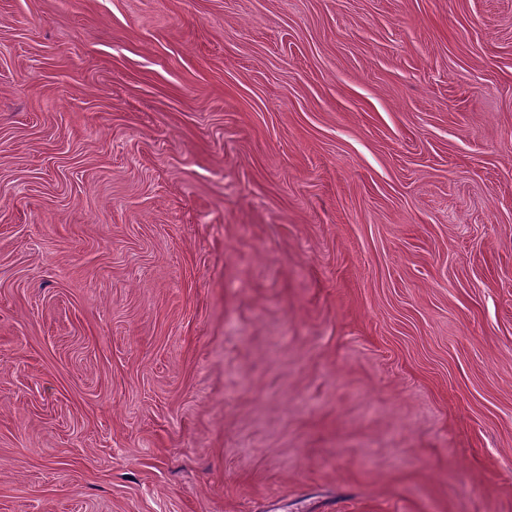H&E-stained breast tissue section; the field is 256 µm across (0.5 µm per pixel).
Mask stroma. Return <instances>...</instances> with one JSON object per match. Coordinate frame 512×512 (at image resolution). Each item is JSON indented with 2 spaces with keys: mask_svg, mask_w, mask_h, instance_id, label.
Listing matches in <instances>:
<instances>
[{
  "mask_svg": "<svg viewBox=\"0 0 512 512\" xmlns=\"http://www.w3.org/2000/svg\"><path fill=\"white\" fill-rule=\"evenodd\" d=\"M0 512H512V0H0Z\"/></svg>",
  "mask_w": 512,
  "mask_h": 512,
  "instance_id": "obj_1",
  "label": "stroma"
}]
</instances>
